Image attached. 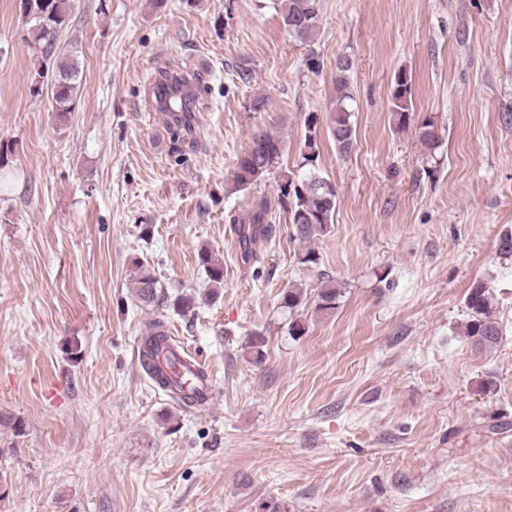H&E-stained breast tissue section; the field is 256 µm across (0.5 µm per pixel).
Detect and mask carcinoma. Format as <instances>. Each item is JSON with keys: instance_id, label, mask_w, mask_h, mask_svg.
Returning <instances> with one entry per match:
<instances>
[{"instance_id": "1", "label": "carcinoma", "mask_w": 512, "mask_h": 512, "mask_svg": "<svg viewBox=\"0 0 512 512\" xmlns=\"http://www.w3.org/2000/svg\"><path fill=\"white\" fill-rule=\"evenodd\" d=\"M277 12L288 33L297 41L307 44L313 41L319 23L321 0H278ZM45 16L27 20L28 28L24 41L31 49H44V60H53L51 94L53 110L72 112L77 102L81 83V69L78 60L73 57L61 58L55 55L56 44L61 31L70 23L69 0H45ZM352 61L346 56L336 60V76L333 78L334 97L331 111L326 116L325 126L336 152L341 157L352 154L356 147V133L352 122V113L348 109L353 100V90L349 80ZM185 78L163 72L158 81L161 100L167 112L172 115L171 134L186 141L191 118L189 100L182 94L181 86ZM392 114L397 127H405L411 120L413 108L412 83L407 74L395 75L391 93ZM320 117L311 113L305 119V136L299 168L306 169L300 174L285 171L278 181L274 199L263 198L248 212V217L237 225L235 232L244 261L258 263L261 260V244L275 237L276 225L273 215L277 212L288 218L292 237L301 243H312L331 232L334 226V214L337 206L336 186L315 173L319 157L318 128ZM416 136L426 158L434 156L441 137L438 128L430 120L416 126ZM281 140L267 132L255 134L249 149L238 157L232 180L236 187L247 188L261 182L271 167L281 156ZM199 263L205 268L208 278L215 284L224 281V264L208 250L200 252ZM133 287L136 295L145 304L173 309L186 317L193 314V298L177 296L169 300L159 291L160 285L153 272L139 264H134ZM341 296V289L333 280H326L318 293L319 309L331 311ZM467 320L463 324V335L478 349L496 346L503 329L497 317L490 289L482 282L471 284L465 297ZM180 346L168 336L161 321L151 323L147 336L142 340L141 364L149 379L158 388L185 408H196L207 402L208 396L201 389L208 381V375L201 369H187L192 377V386L185 388L183 382L168 375L155 362V356L164 351L179 358Z\"/></svg>"}]
</instances>
